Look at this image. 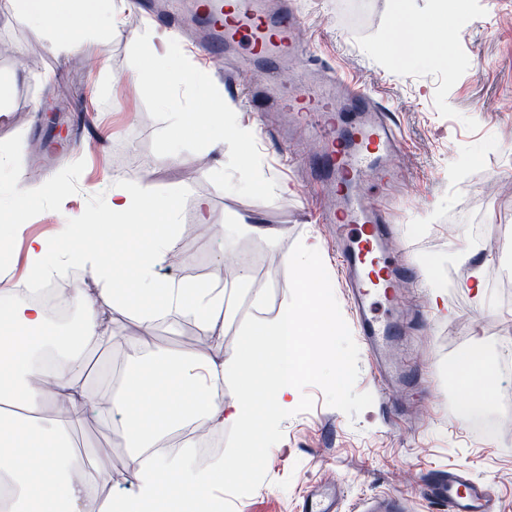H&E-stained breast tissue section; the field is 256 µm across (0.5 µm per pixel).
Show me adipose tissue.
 <instances>
[{"instance_id": "obj_1", "label": "adipose tissue", "mask_w": 512, "mask_h": 512, "mask_svg": "<svg viewBox=\"0 0 512 512\" xmlns=\"http://www.w3.org/2000/svg\"><path fill=\"white\" fill-rule=\"evenodd\" d=\"M399 22L421 32L424 41L445 37L451 20L447 0H437L431 22L418 21L410 0H396ZM21 15L39 31H51L54 43L66 51L78 44L77 34L87 19L109 23L101 0H7L0 16ZM172 33L155 32L146 45L149 62L136 70L137 78L154 84L161 103H169V86L189 83L211 112L210 126L199 125L188 112L170 113L168 141L195 139L204 150L223 145L225 138L246 142L249 133L223 113V101L194 73L178 63ZM112 215L113 236L124 233L131 217L141 221L161 219L163 228L140 247L135 273L118 268L110 249L94 239L81 240L65 229L57 244L31 239L27 266L32 275L53 276L52 254L64 263L91 268L100 287L95 293L74 287L70 298L80 306L76 334L50 327V317L32 300L29 289L0 279V299L11 304L0 313V512H210L215 487L224 481L221 461L198 460V419L215 428L237 429L242 438L241 466L245 478L253 447L267 435L270 420L296 401L294 381L304 368L308 343L329 340L333 322L322 299L323 285L310 258L322 249L319 240L307 242L302 257H286L297 268L305 294L300 306L284 309L271 324L254 323L248 346L217 352L224 334L223 284L156 279L179 242L178 209L167 203L156 210L125 178H112V192L100 203ZM133 312L145 332L178 313L192 319L211 344L205 348L174 352L157 348L144 335L126 340L125 376L115 389L102 392V405L92 403L87 385L90 356L109 351L117 343L118 316ZM493 365L473 354L457 367L461 394L477 403L476 389L493 384ZM239 378L243 386L259 383L267 403L256 395L224 398V380ZM95 407L106 424L120 421L129 441V455L121 471L106 461L90 462L74 452L71 434L88 407ZM116 484L132 486L129 495L113 492Z\"/></svg>"}]
</instances>
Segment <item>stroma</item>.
Segmentation results:
<instances>
[{
    "mask_svg": "<svg viewBox=\"0 0 512 512\" xmlns=\"http://www.w3.org/2000/svg\"><path fill=\"white\" fill-rule=\"evenodd\" d=\"M303 31L316 60L339 68L391 107L405 131L403 193L394 202L401 257L418 272L432 271L448 291L447 311L431 305L426 286V319L415 336L422 352L420 380L394 404L395 421L382 416L367 347L354 324L347 288L339 272L332 235L315 223L314 201L300 172L285 165L282 143L260 129L256 113L225 98L238 127L250 130L242 144L228 138L210 151L195 141L177 145L171 162L165 131L169 124L153 86L134 79L143 62L142 40L151 27L135 0H112L114 20L106 29L87 23L76 50L53 46L51 33H33L28 21H0V78L10 81L7 118L0 125V155L20 173L41 145L65 151L44 163V178L59 185L42 194V180L27 179L34 200L18 219L10 241L11 265L0 277L24 278L25 239L56 238L59 225L73 223L112 189L122 174L155 205L175 199L180 225L181 264L157 271L159 280H216L234 286L235 316L224 326L226 351L249 341L256 321H275L302 291L283 258L298 255L309 237L323 251L316 264L329 292L336 335L321 350L322 360L347 366V373L309 369L296 381L297 402L276 425L270 447L245 481L227 478L214 492L217 512H299L312 486L334 482L347 488L349 505L371 495L403 496L409 512H438L427 483L451 469L488 483L497 512H512V278L497 269L512 254L499 240L498 219L512 215V0H467V10L448 31L446 43L420 50L419 35L396 36L394 0H365L351 12L346 0H297ZM393 39L396 60L382 52ZM100 138L97 154L88 139ZM258 179L244 183L251 161ZM207 199L217 231L197 232L196 203ZM272 228L255 236L251 225ZM247 286H239L242 273ZM482 295L468 288L475 274ZM261 303H254L255 290ZM484 326L495 385L479 417L496 419L497 433L457 419L459 394L453 368L460 336L453 327ZM199 333L188 319L172 317L155 328L151 344L191 349ZM75 443L108 448L107 462L122 468L127 449L120 422L105 426L87 413L73 433Z\"/></svg>",
    "mask_w": 512,
    "mask_h": 512,
    "instance_id": "35a3bbf8",
    "label": "stroma"
}]
</instances>
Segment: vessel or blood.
Wrapping results in <instances>:
<instances>
[{
  "label": "vessel or blood",
  "mask_w": 512,
  "mask_h": 512,
  "mask_svg": "<svg viewBox=\"0 0 512 512\" xmlns=\"http://www.w3.org/2000/svg\"><path fill=\"white\" fill-rule=\"evenodd\" d=\"M151 23L189 32L206 54L220 53L226 73L247 67L256 76L252 100L276 115L274 131L287 144L291 164L309 172L312 198L334 196V209H318L319 223L351 232L338 242L340 267L349 288L354 322L369 346L382 390V408L408 370L390 373L380 353L400 330L373 316L378 302L394 306L403 284L415 274L407 264L388 261L384 247L395 233L393 195L400 170L392 161L402 151L394 113L371 92L337 70L311 62L297 36L304 17L295 0H153L144 13ZM429 494L446 512H496L491 490L459 470L433 480ZM343 488L309 491L301 512H343ZM355 512H404L386 497L360 500Z\"/></svg>",
  "instance_id": "vessel-or-blood-1"
}]
</instances>
